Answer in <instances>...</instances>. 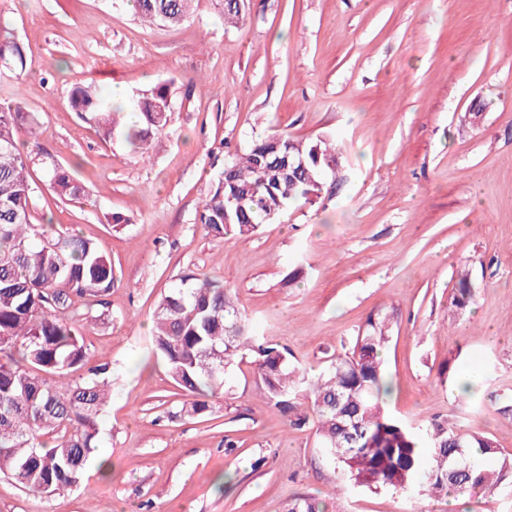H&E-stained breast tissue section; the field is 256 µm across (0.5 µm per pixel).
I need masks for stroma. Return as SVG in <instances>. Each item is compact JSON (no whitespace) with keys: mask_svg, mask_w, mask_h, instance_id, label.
Wrapping results in <instances>:
<instances>
[{"mask_svg":"<svg viewBox=\"0 0 512 512\" xmlns=\"http://www.w3.org/2000/svg\"><path fill=\"white\" fill-rule=\"evenodd\" d=\"M0 29L27 61L21 76L0 64V103L37 117L32 221L92 239L117 277L76 324L112 371L86 477L54 495L0 475V512H283L298 494L330 512H512L510 488L447 499L353 485L309 402L275 406L247 360L208 411L183 416L151 342L188 274L232 288L257 335L312 377L381 316L389 412L512 453V0H247L232 27L200 0L173 29L121 0H0ZM169 78L174 112L145 156L69 105L77 85L126 99ZM275 132L335 138L331 190L251 237L207 234L195 214L226 150ZM53 162L85 201L49 189ZM463 272L472 300L452 312Z\"/></svg>","mask_w":512,"mask_h":512,"instance_id":"stroma-1","label":"stroma"}]
</instances>
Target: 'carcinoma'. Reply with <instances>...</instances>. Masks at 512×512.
Returning <instances> with one entry per match:
<instances>
[{"label":"carcinoma","mask_w":512,"mask_h":512,"mask_svg":"<svg viewBox=\"0 0 512 512\" xmlns=\"http://www.w3.org/2000/svg\"><path fill=\"white\" fill-rule=\"evenodd\" d=\"M194 0H130L134 15L152 26L176 28L193 13ZM224 23L238 24L244 0H219ZM0 62L25 70L19 47L0 37ZM73 111L107 137L120 136L145 154L172 112L170 82L161 81L127 104L114 105L93 87L71 92ZM37 121L20 104L0 106V474L19 484L61 494L78 485L95 448L96 418L110 395L109 365L92 364L76 319L102 303L116 281L98 245L75 231L57 232L32 222L34 187L18 134ZM342 152L333 140L275 133L229 155L224 171L197 210L196 223L215 237L250 236L288 206L321 197L327 173ZM47 182L63 201L85 189L58 163ZM472 298L459 278L452 306ZM388 322L369 318L351 348L310 378L288 354L261 342L224 285L187 277L157 308L152 343L172 380L190 399L180 413L199 415L224 389L226 370L251 356L264 395L285 409L311 403L324 447L354 484L369 490L426 495L493 494L512 488V454L495 441L446 422L413 427L390 415L381 393L392 389L382 362ZM87 368V379L69 373ZM431 463H422V449ZM494 458L487 467L474 454ZM285 512H325L314 497L297 495Z\"/></svg>","instance_id":"obj_1"}]
</instances>
